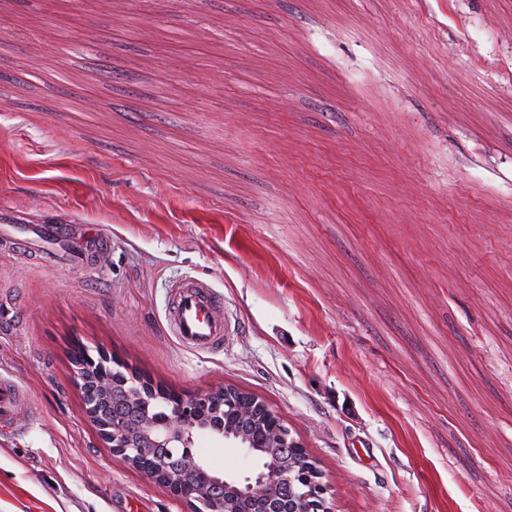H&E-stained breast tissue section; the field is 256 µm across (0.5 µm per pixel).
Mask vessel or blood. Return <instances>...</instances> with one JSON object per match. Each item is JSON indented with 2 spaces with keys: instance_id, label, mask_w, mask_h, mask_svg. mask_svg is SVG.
<instances>
[{
  "instance_id": "1",
  "label": "vessel or blood",
  "mask_w": 512,
  "mask_h": 512,
  "mask_svg": "<svg viewBox=\"0 0 512 512\" xmlns=\"http://www.w3.org/2000/svg\"><path fill=\"white\" fill-rule=\"evenodd\" d=\"M0 235L28 242L51 263L79 259L86 244L82 236L64 238L57 225L25 224L17 215L6 211L0 212ZM168 321L174 336L184 346L204 350L224 341V308L205 282L186 278L175 284ZM19 396L16 384L0 379V427L18 428Z\"/></svg>"
}]
</instances>
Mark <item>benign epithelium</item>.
Wrapping results in <instances>:
<instances>
[{
	"label": "benign epithelium",
	"mask_w": 512,
	"mask_h": 512,
	"mask_svg": "<svg viewBox=\"0 0 512 512\" xmlns=\"http://www.w3.org/2000/svg\"><path fill=\"white\" fill-rule=\"evenodd\" d=\"M79 377L84 388H93L87 414L113 455L185 500L192 512H244L247 504L270 501L284 489L291 493L289 512H327V486L321 473L302 446L290 438L288 429L279 424L274 412L255 395L231 386L193 395L177 393L167 411L157 417L156 389L147 384L133 385L126 392V400L138 414V422L130 425L114 420L104 424L100 409L110 399L118 377L104 358L89 360ZM211 407L234 408L263 427L271 426L267 448L263 449V471L241 480L212 470L193 452L195 438L200 434L233 440L252 452L244 432L231 427L210 430ZM155 448L171 449L181 457L180 464L172 467L168 460L155 457Z\"/></svg>",
	"instance_id": "obj_1"
}]
</instances>
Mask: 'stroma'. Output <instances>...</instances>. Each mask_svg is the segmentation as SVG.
Listing matches in <instances>:
<instances>
[{
    "label": "stroma",
    "mask_w": 512,
    "mask_h": 512,
    "mask_svg": "<svg viewBox=\"0 0 512 512\" xmlns=\"http://www.w3.org/2000/svg\"><path fill=\"white\" fill-rule=\"evenodd\" d=\"M1 207L100 243L0 238V512H190L102 441L78 347L258 396L330 512H512V0H0ZM185 277L223 350L171 333ZM20 396L19 387L11 381L0 378V427H19L16 408Z\"/></svg>",
    "instance_id": "obj_1"
}]
</instances>
